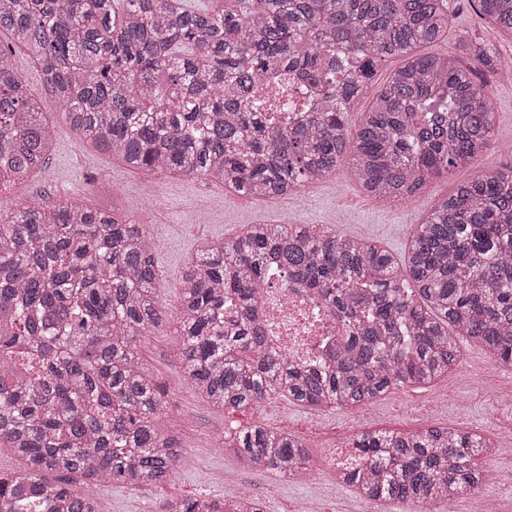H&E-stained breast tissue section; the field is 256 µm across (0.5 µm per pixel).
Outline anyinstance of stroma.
Wrapping results in <instances>:
<instances>
[{
    "label": "stroma",
    "instance_id": "1",
    "mask_svg": "<svg viewBox=\"0 0 512 512\" xmlns=\"http://www.w3.org/2000/svg\"><path fill=\"white\" fill-rule=\"evenodd\" d=\"M448 32L435 49L467 62L468 41L489 44L499 56L512 55V35L493 29L473 13L468 0H448ZM486 93L495 103L496 124L490 148L473 164L431 179L422 192L406 203L366 197L348 167H340L328 183L307 187L300 201H256L225 191L201 176H156L152 193L143 179L108 154L76 139L56 105L48 118L55 138L47 164L34 179L0 187L5 211L34 200L66 196L83 199L90 207H106L108 200L96 180L108 175L122 196L127 213L148 225L159 269L157 298L169 319L150 335L136 340L138 362L144 374L164 396L162 421L179 431L182 461L166 481L130 488L113 483L94 494L110 512H162L173 494L182 497L247 495L267 512H290L305 499L319 500L324 512H399L397 505L370 502L337 485L334 476L320 473L296 481L258 466H249L223 452L225 435L258 423L286 431L304 441L314 462L335 445L337 429L412 433L429 426L463 429L494 442V458L477 457L488 474L486 488L499 500L503 512H512V368L491 364L487 353L472 342H461L459 367L428 387H404L359 411L336 407L315 411L279 398L259 407L225 411L203 400L185 379L177 357V316L181 305L182 275L189 259L204 245H220L258 223L329 226L354 236L363 234L395 252H403L414 224L433 202L455 186L480 173L512 165V80L491 73L482 75Z\"/></svg>",
    "mask_w": 512,
    "mask_h": 512
}]
</instances>
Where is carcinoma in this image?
<instances>
[{
	"instance_id": "1",
	"label": "carcinoma",
	"mask_w": 512,
	"mask_h": 512,
	"mask_svg": "<svg viewBox=\"0 0 512 512\" xmlns=\"http://www.w3.org/2000/svg\"><path fill=\"white\" fill-rule=\"evenodd\" d=\"M476 3L512 33V0ZM448 24V0H0V185L34 176L54 141L14 67L18 47L79 137L134 171L203 176L266 201L347 161L364 194L407 201L490 147L479 76L512 69L482 46L465 66L419 51ZM392 56L403 63L373 87ZM278 70L322 89L300 124H273L257 97ZM369 93L351 138L347 117ZM275 273L303 282L345 329L318 366L266 342L257 309ZM157 278L150 229L115 200L32 202L0 221V448L21 462L0 473V512H106L90 488L161 483L181 461L134 351L167 320ZM178 331L186 380L224 410L273 398L359 409L448 375L464 339L512 366V165L434 201L401 262L332 227L249 224L186 264ZM352 448L359 467L336 479L408 512L482 491L475 457L493 452L477 433L436 426L361 432ZM224 451L288 477L311 469L302 440L260 424Z\"/></svg>"
}]
</instances>
